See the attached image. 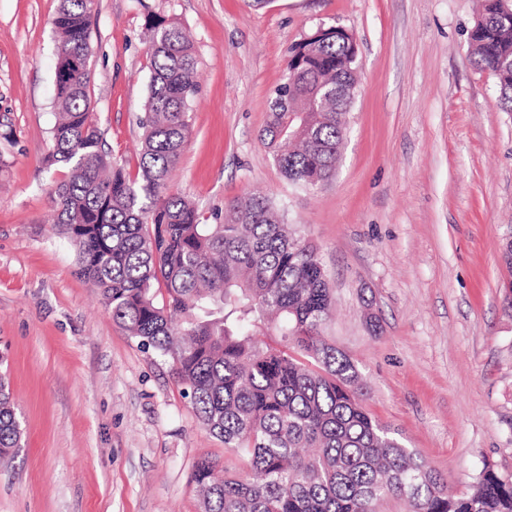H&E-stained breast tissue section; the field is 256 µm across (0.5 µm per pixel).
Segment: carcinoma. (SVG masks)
<instances>
[{
	"mask_svg": "<svg viewBox=\"0 0 512 512\" xmlns=\"http://www.w3.org/2000/svg\"><path fill=\"white\" fill-rule=\"evenodd\" d=\"M95 0H61L52 21L56 121L52 159L69 177L51 195L61 231L78 247V274L99 288L112 320L172 363L200 424L232 449L248 476L203 459L191 481L203 512H380L389 498L411 512H512V478L485 467L466 491L443 479L363 405L355 364L324 336L334 305L317 247L254 195L205 224L169 189L191 134L197 56L175 21L146 18L151 59L135 172L112 162L91 109L90 25ZM485 0L470 33L477 66L512 112V23ZM357 83L352 42L307 34L291 48L268 103L262 141L281 174L305 190L332 175ZM339 89L323 112L312 95ZM164 289L157 297L156 289ZM0 379V459L21 441Z\"/></svg>",
	"mask_w": 512,
	"mask_h": 512,
	"instance_id": "cac0c4a2",
	"label": "carcinoma"
}]
</instances>
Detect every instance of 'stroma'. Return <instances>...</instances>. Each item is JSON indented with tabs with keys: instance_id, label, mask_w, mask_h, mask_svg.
<instances>
[{
	"instance_id": "35a3bbf8",
	"label": "stroma",
	"mask_w": 512,
	"mask_h": 512,
	"mask_svg": "<svg viewBox=\"0 0 512 512\" xmlns=\"http://www.w3.org/2000/svg\"><path fill=\"white\" fill-rule=\"evenodd\" d=\"M59 0H0V354L24 434L0 462V512H201L190 476L235 456L171 367L112 319L54 228L50 163ZM480 0H96L91 106L112 161L135 170L151 75L145 19L192 38L199 93L171 177L207 223L267 194L316 245L336 308L325 334L361 372L364 406L445 481L512 475V113L475 68ZM351 32L358 72L335 174L285 180L260 140L290 48ZM377 327H370L369 317Z\"/></svg>"
}]
</instances>
